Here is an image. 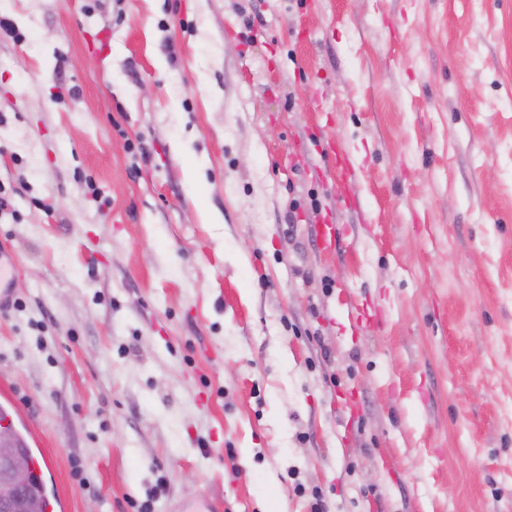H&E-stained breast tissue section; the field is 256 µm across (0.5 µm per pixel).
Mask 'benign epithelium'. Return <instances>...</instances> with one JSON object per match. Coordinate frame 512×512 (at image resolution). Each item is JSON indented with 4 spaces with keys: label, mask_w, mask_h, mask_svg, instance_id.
<instances>
[{
    "label": "benign epithelium",
    "mask_w": 512,
    "mask_h": 512,
    "mask_svg": "<svg viewBox=\"0 0 512 512\" xmlns=\"http://www.w3.org/2000/svg\"><path fill=\"white\" fill-rule=\"evenodd\" d=\"M16 432L0 426V512H32L28 495V458L14 451Z\"/></svg>",
    "instance_id": "benign-epithelium-1"
}]
</instances>
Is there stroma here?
<instances>
[{
	"mask_svg": "<svg viewBox=\"0 0 512 512\" xmlns=\"http://www.w3.org/2000/svg\"><path fill=\"white\" fill-rule=\"evenodd\" d=\"M0 19V405L61 512H512V0Z\"/></svg>",
	"mask_w": 512,
	"mask_h": 512,
	"instance_id": "obj_1",
	"label": "stroma"
}]
</instances>
